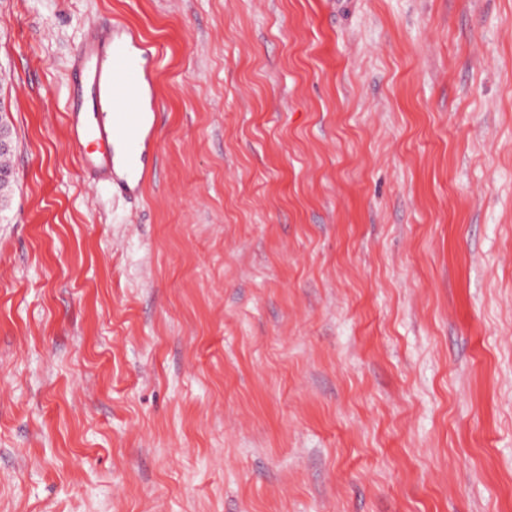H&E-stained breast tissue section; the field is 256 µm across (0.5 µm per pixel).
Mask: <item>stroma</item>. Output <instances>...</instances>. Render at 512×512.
<instances>
[{"label": "stroma", "mask_w": 512, "mask_h": 512, "mask_svg": "<svg viewBox=\"0 0 512 512\" xmlns=\"http://www.w3.org/2000/svg\"><path fill=\"white\" fill-rule=\"evenodd\" d=\"M160 48L141 198L67 58ZM0 512H512V0H0Z\"/></svg>", "instance_id": "obj_1"}]
</instances>
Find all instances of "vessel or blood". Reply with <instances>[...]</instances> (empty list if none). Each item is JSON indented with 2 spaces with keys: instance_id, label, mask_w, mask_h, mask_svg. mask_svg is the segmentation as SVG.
I'll return each instance as SVG.
<instances>
[{
  "instance_id": "obj_1",
  "label": "vessel or blood",
  "mask_w": 512,
  "mask_h": 512,
  "mask_svg": "<svg viewBox=\"0 0 512 512\" xmlns=\"http://www.w3.org/2000/svg\"><path fill=\"white\" fill-rule=\"evenodd\" d=\"M158 47L117 19L92 20L68 58L65 124L91 184L125 198L142 196L153 175L158 129Z\"/></svg>"
}]
</instances>
